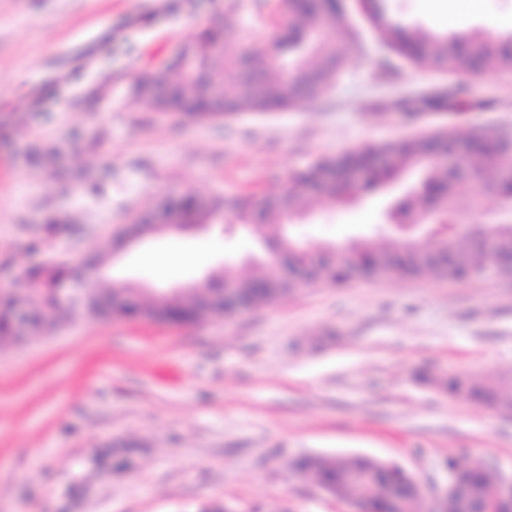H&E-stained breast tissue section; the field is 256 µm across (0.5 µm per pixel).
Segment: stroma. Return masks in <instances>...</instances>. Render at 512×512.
Masks as SVG:
<instances>
[{
  "instance_id": "stroma-1",
  "label": "stroma",
  "mask_w": 512,
  "mask_h": 512,
  "mask_svg": "<svg viewBox=\"0 0 512 512\" xmlns=\"http://www.w3.org/2000/svg\"><path fill=\"white\" fill-rule=\"evenodd\" d=\"M0 0V288L49 257L81 263L146 205L188 192L277 194L318 156L359 144L481 127L512 137V71L414 70L371 33L323 97L284 112L193 122L130 99L212 22L263 51L286 20L278 0ZM439 32L512 28V0L447 23L428 0H393ZM447 109L415 101L457 87ZM395 184L348 207L312 202L294 234L346 244L383 223ZM459 220L494 221L481 186ZM255 248L233 225L153 232L120 247L114 280L186 284ZM191 261L159 272L147 255ZM432 370L512 378V285L359 280L307 288L201 324L74 315L0 348V512H341L288 467L303 456L395 462L444 483L449 456L512 470V418L418 380Z\"/></svg>"
}]
</instances>
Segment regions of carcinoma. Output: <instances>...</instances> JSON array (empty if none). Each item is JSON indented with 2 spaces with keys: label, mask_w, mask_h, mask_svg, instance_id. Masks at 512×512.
Wrapping results in <instances>:
<instances>
[{
  "label": "carcinoma",
  "mask_w": 512,
  "mask_h": 512,
  "mask_svg": "<svg viewBox=\"0 0 512 512\" xmlns=\"http://www.w3.org/2000/svg\"><path fill=\"white\" fill-rule=\"evenodd\" d=\"M363 8L374 34L390 52L406 57L415 69L437 68L450 75H467L478 68L485 74L512 71V32L494 34L474 29L444 34L400 19L391 0H363ZM288 14L287 32L269 39L266 54L278 61L273 69L251 55L226 54L223 61H216V49L225 44L224 30L218 26L205 28L191 42L189 56L173 65L165 79L172 93L169 105L180 110L183 118L205 119L209 116L208 85L217 69L226 85L224 99L238 113L280 111L322 96L324 87L314 83V78H324L345 67L344 44L353 39L352 29L338 19L329 33L322 34L317 14L300 9L294 0H288ZM476 136L474 131L450 129L430 136L368 143L322 156L291 176L285 197L279 194L226 198L188 193L182 199L179 223L207 224L225 219L243 225L244 230L264 245L283 240L296 245L298 240L290 233V221L305 213L306 203L312 197L311 184L325 182V189L318 197L331 206H347L413 174L414 186L397 203L391 217L396 224L410 223L421 218L427 208H433L445 223L429 226L422 246H409L403 238L380 241L364 236L349 245L336 247V256L327 263L318 261L312 254L304 258L308 266L316 269L317 285L346 283L355 263L376 278L457 280L461 272L477 271L487 261L486 253L474 245L476 239L490 236L496 240L502 256L512 255V220L491 226L473 225L464 237L456 230L459 187L480 182L490 195L512 196V178L504 177L505 172L512 171V139L484 136L490 141L489 149L468 154L460 175H451L431 160L434 150L446 141L468 143ZM377 155L384 157L385 164L373 168L369 161ZM110 252L111 244L107 243L97 253L96 283L87 292V310L94 317L141 316L170 321L173 315L183 314L187 320L199 322L220 315L205 289L186 288L160 301L146 303L131 304L121 299L113 291L112 278L102 272ZM251 264L254 272L246 279L238 277L229 266L213 273L212 278L217 282L231 281L238 291L249 295L253 308L271 305L306 288L304 283L287 282L278 275L264 273L267 261L263 256L253 257ZM68 273L66 262L54 259L26 269L25 279L39 288L32 302L35 323L54 327L71 316L72 304L55 291ZM16 305L14 294L0 290V347L14 341ZM422 380L447 389L452 396L482 401L501 414L512 416L511 379L490 381L478 376L446 374L440 379L425 375ZM454 461L466 469L474 499L482 503L500 473L469 455L456 457ZM305 465L324 482L343 488L350 496L374 490L369 501L378 512H396L390 493L395 491L397 483L407 481L361 457L352 459L347 467L333 465L326 459L308 460Z\"/></svg>",
  "instance_id": "1"
}]
</instances>
